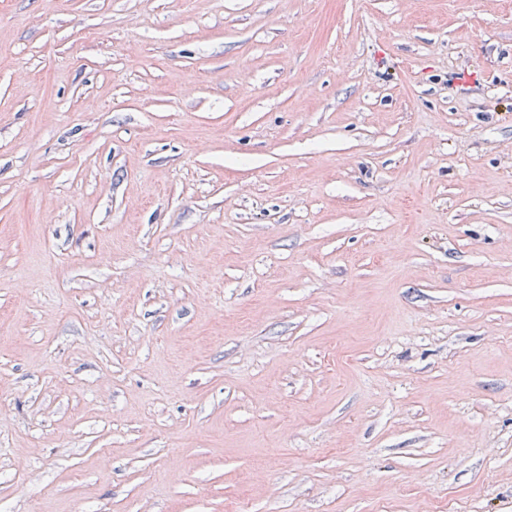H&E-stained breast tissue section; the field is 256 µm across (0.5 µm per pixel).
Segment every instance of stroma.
I'll return each instance as SVG.
<instances>
[{
    "label": "stroma",
    "mask_w": 512,
    "mask_h": 512,
    "mask_svg": "<svg viewBox=\"0 0 512 512\" xmlns=\"http://www.w3.org/2000/svg\"><path fill=\"white\" fill-rule=\"evenodd\" d=\"M0 392V512H512V0H0Z\"/></svg>",
    "instance_id": "obj_1"
}]
</instances>
